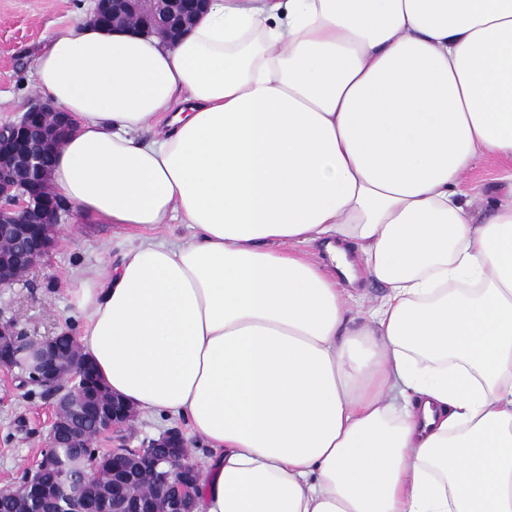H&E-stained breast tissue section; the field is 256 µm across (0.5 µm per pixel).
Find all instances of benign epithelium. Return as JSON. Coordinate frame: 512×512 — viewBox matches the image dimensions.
I'll return each mask as SVG.
<instances>
[{
	"mask_svg": "<svg viewBox=\"0 0 512 512\" xmlns=\"http://www.w3.org/2000/svg\"><path fill=\"white\" fill-rule=\"evenodd\" d=\"M91 22L101 26H131L139 18L146 31L171 43L203 14L210 0H93ZM71 119L48 100H37L17 120L0 125V286L23 278L55 246L59 225L70 206L51 192L49 169L42 160L54 153L70 130ZM32 381L53 392V416L48 441L34 469L8 491L25 498L28 512H101L96 498V471L82 463V456L64 461L56 452L61 444L84 448L81 419L83 354L78 344L63 352L52 337L34 339L17 328L15 321L0 316V365L17 359ZM97 434L115 432L135 417V410L117 397L102 399L95 409ZM162 449L151 458L149 469L156 476L152 497L132 503L124 480L125 469L112 468V512H192L200 474L183 461L186 445L174 430L152 440ZM69 470L58 491L43 487L46 470Z\"/></svg>",
	"mask_w": 512,
	"mask_h": 512,
	"instance_id": "1",
	"label": "benign epithelium"
}]
</instances>
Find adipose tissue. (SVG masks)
<instances>
[{"instance_id":"ef3b65f1","label":"adipose tissue","mask_w":512,"mask_h":512,"mask_svg":"<svg viewBox=\"0 0 512 512\" xmlns=\"http://www.w3.org/2000/svg\"><path fill=\"white\" fill-rule=\"evenodd\" d=\"M35 72L54 192L143 231L75 288L81 347L207 442L194 512H512V198L460 189L512 162V0H211ZM512 172V164L493 158L486 159L470 173L462 183V189L476 209L484 212L497 203L509 181L503 180ZM510 183V182H509Z\"/></svg>"}]
</instances>
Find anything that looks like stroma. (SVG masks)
<instances>
[{"mask_svg":"<svg viewBox=\"0 0 512 512\" xmlns=\"http://www.w3.org/2000/svg\"><path fill=\"white\" fill-rule=\"evenodd\" d=\"M92 5V0H0V124L15 121L38 99L34 65L48 37L89 21ZM509 175L511 163L489 158L465 176L462 189L476 209L485 211L499 201ZM131 244L109 224L64 222L52 253L21 281L0 287V313L34 337L79 335L82 316L74 285L117 264ZM49 416L41 388L23 384L19 370L0 367V486L21 479L35 465L46 445ZM172 429L187 433L192 461L209 455L205 441L190 435L187 421L173 415L137 413L126 430L128 445L142 447Z\"/></svg>","mask_w":512,"mask_h":512,"instance_id":"obj_1","label":"stroma"}]
</instances>
